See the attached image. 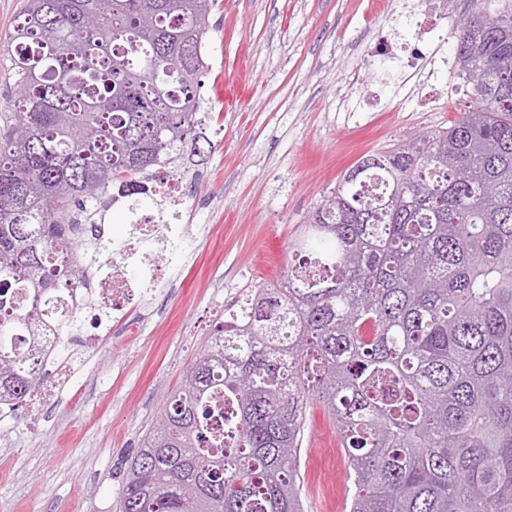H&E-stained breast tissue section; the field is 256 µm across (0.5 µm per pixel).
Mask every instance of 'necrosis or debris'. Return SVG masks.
I'll return each mask as SVG.
<instances>
[{
  "label": "necrosis or debris",
  "instance_id": "4bbe7bcc",
  "mask_svg": "<svg viewBox=\"0 0 512 512\" xmlns=\"http://www.w3.org/2000/svg\"><path fill=\"white\" fill-rule=\"evenodd\" d=\"M461 7V0H428L427 8L415 23L413 40L390 45L391 57L413 82L409 96L418 104L430 106L437 101L435 74L438 67L448 63L446 57L440 56L439 48L449 40L452 18ZM147 189L158 201L157 211L134 216L127 237L113 244L81 288L65 295V308L92 309L118 320L132 304L137 289L155 285L168 274L166 264L140 259L137 245L144 239L183 244L178 225L169 221L170 215L179 213L184 203L183 182L166 173L149 182ZM135 261L140 264V278L134 282L128 278L126 269ZM60 339L56 332L43 339V360L51 364L53 372L50 380H39L30 391L28 403L33 409L53 404L71 379L73 361L55 358Z\"/></svg>",
  "mask_w": 512,
  "mask_h": 512
}]
</instances>
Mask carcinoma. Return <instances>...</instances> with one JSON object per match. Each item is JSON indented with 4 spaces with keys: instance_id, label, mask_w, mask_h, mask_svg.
Listing matches in <instances>:
<instances>
[{
    "instance_id": "obj_1",
    "label": "carcinoma",
    "mask_w": 512,
    "mask_h": 512,
    "mask_svg": "<svg viewBox=\"0 0 512 512\" xmlns=\"http://www.w3.org/2000/svg\"><path fill=\"white\" fill-rule=\"evenodd\" d=\"M218 0H27L0 127V404L25 400L57 298L112 242L78 217L210 141L202 38ZM453 63L470 110L349 171L250 290L131 458L119 512H304L317 402L343 437L349 512H512V0H472ZM168 94L158 97L153 85ZM82 314L55 318L80 330Z\"/></svg>"
}]
</instances>
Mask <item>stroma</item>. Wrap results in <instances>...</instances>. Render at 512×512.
I'll list each match as a JSON object with an SVG mask.
<instances>
[{"mask_svg": "<svg viewBox=\"0 0 512 512\" xmlns=\"http://www.w3.org/2000/svg\"><path fill=\"white\" fill-rule=\"evenodd\" d=\"M219 0L205 34L201 116L211 153L174 164L190 240L171 276L145 294L127 322L106 330L91 314L62 338L76 351L57 404L0 427V512H118L124 462L139 448L230 301L279 279L290 241L362 157L448 127L470 95H444L426 111L403 100L405 74L374 31L411 40L418 0ZM25 0H0V113L17 92L5 41ZM378 110L345 111L366 93ZM299 459L306 512L324 491L353 487L336 429L319 404L307 410Z\"/></svg>", "mask_w": 512, "mask_h": 512, "instance_id": "1", "label": "stroma"}]
</instances>
